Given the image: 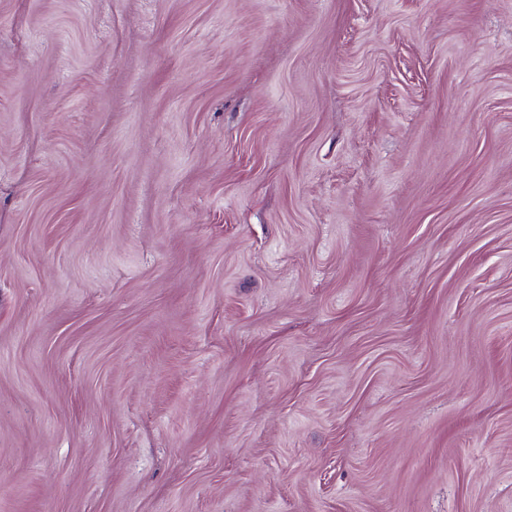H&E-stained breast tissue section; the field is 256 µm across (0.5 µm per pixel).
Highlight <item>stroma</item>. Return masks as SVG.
<instances>
[{
    "label": "stroma",
    "instance_id": "1",
    "mask_svg": "<svg viewBox=\"0 0 512 512\" xmlns=\"http://www.w3.org/2000/svg\"><path fill=\"white\" fill-rule=\"evenodd\" d=\"M0 512H512V0H0Z\"/></svg>",
    "mask_w": 512,
    "mask_h": 512
}]
</instances>
